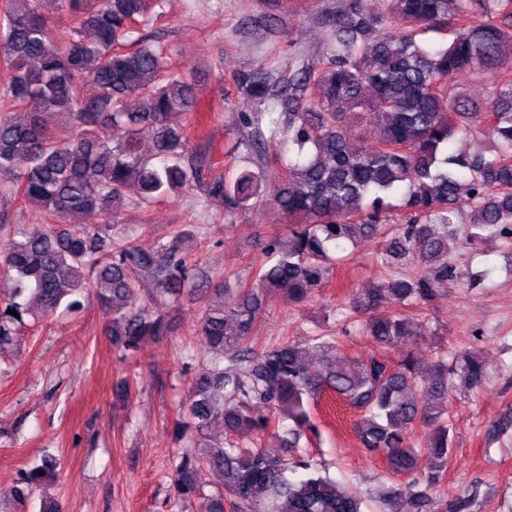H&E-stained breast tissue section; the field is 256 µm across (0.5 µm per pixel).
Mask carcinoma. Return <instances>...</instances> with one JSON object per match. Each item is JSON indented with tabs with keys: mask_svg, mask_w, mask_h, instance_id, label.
<instances>
[{
	"mask_svg": "<svg viewBox=\"0 0 512 512\" xmlns=\"http://www.w3.org/2000/svg\"><path fill=\"white\" fill-rule=\"evenodd\" d=\"M380 14L362 0H344L328 21L329 46L317 63H301L279 90L259 68L242 88L251 111L229 152L244 165L221 171L212 155L187 156L184 128L198 111L195 84L176 70L164 48L138 36L163 0H6L0 11V66L8 76L0 113V195L34 205L50 223L21 233L0 253V275L11 280L0 297V355L20 348L23 330L73 309L96 293L111 316L120 359H141L144 340L169 323L141 303L138 282L153 278L157 295L173 303H204L198 328L211 351L197 368L173 421L184 443L170 461L174 504L198 502L199 512H363V500L322 473L310 454L320 431L315 406L330 394L360 411L355 430L404 478L370 498L377 512H429L443 491L453 444L448 396L479 387L481 361L445 350L429 365L414 356L418 309L457 279L448 255L457 247L453 217L470 211L466 240L484 233L512 237V0H384ZM475 10L487 21L468 24ZM65 11L75 25L56 34L50 14ZM495 78L484 101L466 95L464 80ZM92 84L95 93L85 94ZM144 94L138 110L128 105ZM23 112L24 121L11 113ZM485 115L490 154L454 152L450 144ZM49 115L73 121L58 139ZM371 116L373 136L354 145L351 121ZM152 146L142 147V134ZM211 170L205 195L237 214L267 200L294 220L288 236L268 239L255 282L237 283L230 306L227 281L193 272L179 253L192 238L181 232L153 251L130 236L112 239V217L136 183L141 202L174 197ZM275 192L264 193L266 182ZM400 211L396 235L381 264L411 266L352 291L350 326L376 346L406 348L391 365L372 355L355 362L339 338L316 334L259 350L253 332L266 292L290 303L312 296L333 275L332 252L357 247L384 214ZM80 214L70 228L56 221ZM17 312L13 316L8 310ZM264 412L255 414V407ZM224 423L215 439L210 427ZM428 429L421 443L412 434ZM59 458L44 455L22 471L9 496H40V512H58L43 497ZM207 468L222 491L205 495ZM476 485L447 501L446 512H473Z\"/></svg>",
	"mask_w": 512,
	"mask_h": 512,
	"instance_id": "cac0c4a2",
	"label": "carcinoma"
}]
</instances>
